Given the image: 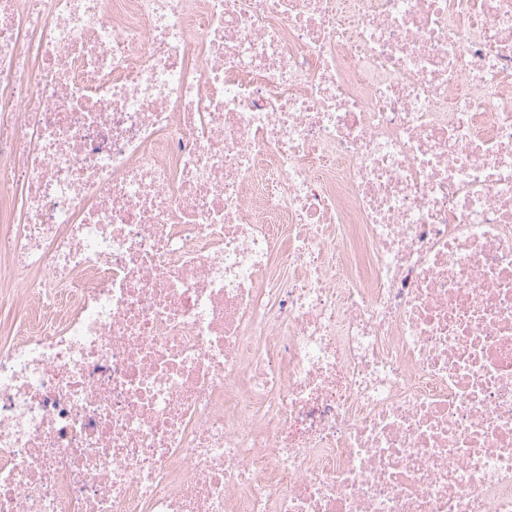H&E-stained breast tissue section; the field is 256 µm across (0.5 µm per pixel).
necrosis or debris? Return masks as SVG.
<instances>
[{
	"mask_svg": "<svg viewBox=\"0 0 512 512\" xmlns=\"http://www.w3.org/2000/svg\"><path fill=\"white\" fill-rule=\"evenodd\" d=\"M0 512H512V0H0Z\"/></svg>",
	"mask_w": 512,
	"mask_h": 512,
	"instance_id": "necrosis-or-debris-1",
	"label": "necrosis or debris"
}]
</instances>
